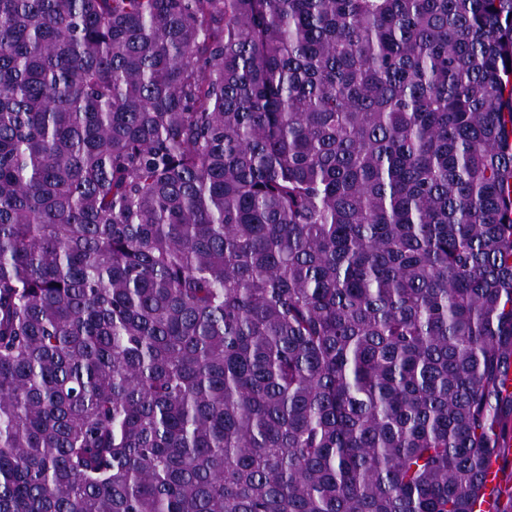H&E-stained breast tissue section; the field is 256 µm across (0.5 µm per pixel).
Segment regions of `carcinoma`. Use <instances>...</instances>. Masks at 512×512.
Listing matches in <instances>:
<instances>
[{
  "label": "carcinoma",
  "instance_id": "cac0c4a2",
  "mask_svg": "<svg viewBox=\"0 0 512 512\" xmlns=\"http://www.w3.org/2000/svg\"><path fill=\"white\" fill-rule=\"evenodd\" d=\"M511 374L512 0H0V512H473Z\"/></svg>",
  "mask_w": 512,
  "mask_h": 512
}]
</instances>
